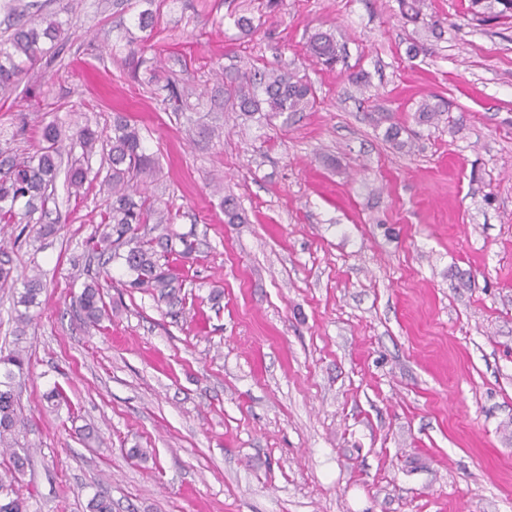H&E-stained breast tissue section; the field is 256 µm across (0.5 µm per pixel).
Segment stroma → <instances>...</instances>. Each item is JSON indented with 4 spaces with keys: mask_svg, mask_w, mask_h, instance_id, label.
Returning a JSON list of instances; mask_svg holds the SVG:
<instances>
[{
    "mask_svg": "<svg viewBox=\"0 0 512 512\" xmlns=\"http://www.w3.org/2000/svg\"><path fill=\"white\" fill-rule=\"evenodd\" d=\"M38 2L67 31L0 97L11 148L36 151L45 120L106 132L128 113L158 161L148 193L196 251L176 263L183 304L115 286L89 329L98 184L52 231L0 224L14 278L44 284L21 335L0 290V352L28 360L30 512H87L98 491L112 512H512V18L475 20L469 0H425L418 25L398 0H154L153 71L120 39L140 0ZM318 29L335 69L306 53ZM277 65L316 106L243 116L238 74ZM170 82L182 111L156 93ZM435 95L447 112L416 123ZM227 195L245 223H225ZM54 387L69 409L49 411ZM101 286L98 282L85 284L78 297V303L86 325L95 327L105 315L104 303L100 295Z\"/></svg>",
    "mask_w": 512,
    "mask_h": 512,
    "instance_id": "35a3bbf8",
    "label": "stroma"
}]
</instances>
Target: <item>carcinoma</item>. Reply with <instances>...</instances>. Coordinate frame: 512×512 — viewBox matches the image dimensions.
I'll use <instances>...</instances> for the list:
<instances>
[{"instance_id":"obj_1","label":"carcinoma","mask_w":512,"mask_h":512,"mask_svg":"<svg viewBox=\"0 0 512 512\" xmlns=\"http://www.w3.org/2000/svg\"><path fill=\"white\" fill-rule=\"evenodd\" d=\"M423 0H399L406 21H423ZM4 22L11 33L0 40V94H10L18 88L23 76L30 73L64 38L67 22L44 16L34 0H9L4 6ZM474 16L485 19L512 16V0H471ZM307 50L317 63L331 68L340 61V51L333 34L316 31L309 36ZM233 105L247 116L263 113L268 117L289 116L310 110L316 104L312 85L289 70L266 69L245 72L230 91ZM448 111L442 99L426 100L415 113L421 124H432ZM39 135L45 146L33 155L0 152V223H43L50 207H59L53 186L60 173L62 157L80 148L83 162H72L66 171L68 194L80 196L91 169L89 159L101 154L108 170L101 181L105 192L101 213L103 228L95 231L87 246L98 261L106 266L115 259L122 260L127 279L121 286L150 294L159 303L174 306L182 303V279L171 265L169 257L186 258L195 251L194 241L180 236L181 249L173 243L169 229L173 223L170 211L154 206L143 196L134 201L137 193L134 179L148 175L153 160L143 145L141 128L122 112L112 116V136L102 140L97 131L84 125L76 129L63 128L52 121L40 127ZM224 222L243 224L245 217L233 196L222 201ZM152 223L158 234L146 237L139 234L142 226ZM43 290L42 279L24 277L23 291L16 304L30 308L39 304ZM78 303L86 325L95 327L105 315L100 284L84 285ZM24 357L15 352L0 358L4 367L0 379V447L10 448L21 427L17 413L13 381L23 373ZM12 467L0 472V512H29L28 498L16 488L17 474L24 468L25 458L12 452Z\"/></svg>"}]
</instances>
